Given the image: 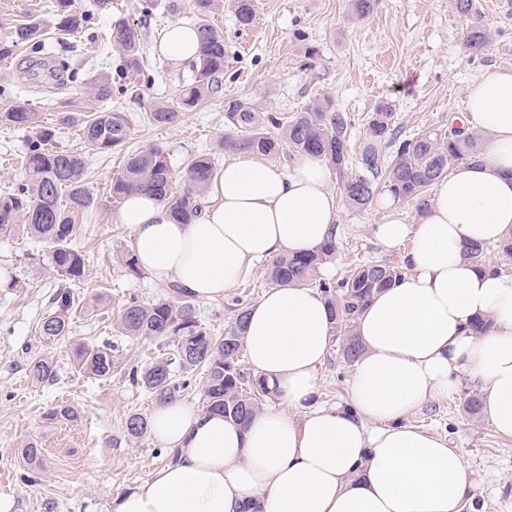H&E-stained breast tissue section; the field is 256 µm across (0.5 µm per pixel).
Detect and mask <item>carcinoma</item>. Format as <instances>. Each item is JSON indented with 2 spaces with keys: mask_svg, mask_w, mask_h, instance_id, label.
<instances>
[{
  "mask_svg": "<svg viewBox=\"0 0 512 512\" xmlns=\"http://www.w3.org/2000/svg\"><path fill=\"white\" fill-rule=\"evenodd\" d=\"M216 0H193L198 35L197 76L183 92L182 102L196 105L222 88L226 49L224 34L211 23ZM239 26L246 28L257 20V0H231ZM374 0H349L348 13L354 21L367 18ZM42 36L37 23L17 26L6 42H0V57L13 55L14 49ZM109 40L122 54L124 65L140 67L141 33L138 25L126 18L112 22ZM463 44L473 54L484 52L490 35L478 22L463 36ZM179 113L164 104L150 112L154 125L175 123ZM0 120L30 130L31 139L25 157L26 183L16 193L0 197V235H11L23 228L31 238L50 247V264L59 276L70 280L84 274L85 258L72 247L78 232L75 213L86 211L93 203L86 182L89 154L108 153L124 146L130 136V123L123 112H98L82 115L80 129L87 149L57 150L50 147L53 130L38 124V113L18 103ZM366 135L358 151L351 155L350 133L354 118L335 107L328 96L315 98L291 115L259 112L253 104L239 98L224 100V146L241 153L261 156L279 154L287 146L299 154L324 158L339 176L342 198L354 211L370 207L377 194L411 203L422 214L430 202V187L446 177L452 161H476L482 155L480 137L461 126L432 129L411 138L397 140L392 105L382 103L365 116ZM393 151L382 153V147ZM217 176L210 155H195L183 176L176 178L166 152L147 146L126 156L122 168L112 177V207L122 205L135 192L157 196L180 224H189L201 216L209 186ZM336 241L328 240L311 252L275 259L268 271L274 284L313 282L330 307L332 330L343 332L342 354L355 361L362 347L352 327L366 302L375 293L401 280L407 269L388 259L362 264L340 281L317 278L319 268L336 257ZM78 308L71 291L63 288L53 298V306L39 322V336L50 345L65 338L71 316ZM248 303L236 300L231 324L224 335L215 336L203 326L190 296L173 283L165 295L149 303L135 300L122 306L116 328L119 335L140 341L169 342L171 351L162 353L144 365H129L123 374L134 387L149 392L162 403L180 397L191 386L196 370L206 372L203 409L217 411L234 422L244 423L262 409L263 401L274 395L264 379L247 371L242 363L244 329ZM117 346L80 344L74 359L82 372L106 378L121 366ZM30 375L40 383L57 377L53 360L37 357L30 364ZM149 423L139 413H131L125 431L133 439L148 432Z\"/></svg>",
  "mask_w": 512,
  "mask_h": 512,
  "instance_id": "carcinoma-1",
  "label": "carcinoma"
}]
</instances>
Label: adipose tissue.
<instances>
[{
  "label": "adipose tissue",
  "mask_w": 512,
  "mask_h": 512,
  "mask_svg": "<svg viewBox=\"0 0 512 512\" xmlns=\"http://www.w3.org/2000/svg\"><path fill=\"white\" fill-rule=\"evenodd\" d=\"M466 124L487 140L480 160L437 182L416 223L393 218L374 229L383 246L414 244L401 258L408 275L357 318L363 352L347 406L314 404L332 326L322 294L273 288L249 310L244 352L276 405L243 424L181 400L157 405L151 433L178 458L114 497L112 512H463L476 492L472 471L458 449L406 417L466 377L496 432L512 437V277L465 257L472 243L495 246L512 233V68H487L471 83ZM115 219L132 228L141 270L203 301L222 297L252 262L340 232L329 167L313 155L285 171L225 161L189 224L144 193L128 196ZM480 319L492 325L478 333Z\"/></svg>",
  "instance_id": "adipose-tissue-1"
}]
</instances>
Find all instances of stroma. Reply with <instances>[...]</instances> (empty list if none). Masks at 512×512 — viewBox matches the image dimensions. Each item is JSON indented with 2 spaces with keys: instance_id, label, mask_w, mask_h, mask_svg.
<instances>
[{
  "instance_id": "35a3bbf8",
  "label": "stroma",
  "mask_w": 512,
  "mask_h": 512,
  "mask_svg": "<svg viewBox=\"0 0 512 512\" xmlns=\"http://www.w3.org/2000/svg\"><path fill=\"white\" fill-rule=\"evenodd\" d=\"M476 16L460 14L453 0H375L372 14L359 22L347 17L348 0H258L253 27H238L231 9L219 6L212 22L224 33L227 62L218 95L193 108L183 106L181 91L196 77L193 62L176 63L159 50L166 27L190 23L191 0H152L143 12L142 0H71L72 12L84 16L82 32L58 27L59 0H0V42L19 24L38 22L45 32L41 45H23L0 59V113L19 102L37 112L43 126L55 131L58 148L81 147L78 126L64 123L68 112H122L130 122L123 149L89 158L87 182L95 204L78 216L81 226L73 241L85 258V275L70 281L52 271L48 245L28 236H0V475L9 485L0 488V501L11 512H112V500L148 480L167 461L165 450L147 435L127 436L125 420L137 412L150 416L155 401L146 391L131 387L122 374L100 379L77 367L76 345L121 343L125 358L144 364L158 355L159 343L120 340L117 311L135 300L147 303L166 289L146 273L133 274L124 254L133 252L131 227L116 223L111 203L112 177L127 152L149 145L162 146L175 172H185L194 155L206 152L216 165L232 158L224 146V101L246 98L263 112L293 113L326 94L338 109L356 118L353 145H361L367 112L382 102L393 104L395 123L404 137L437 129L463 112L471 81L488 66L512 68V13L488 8L475 0ZM138 23L141 32V70L123 79L115 74L120 53L109 41L115 18ZM479 19L491 36L487 51L466 52L462 36L472 19ZM317 55L304 66L306 47ZM69 64L61 81H52L53 61ZM113 77L112 96L97 98L94 83L100 75ZM179 111L178 121L158 126L148 120L155 103ZM28 130L0 121V195L16 192L25 182L22 157ZM342 232L333 261L319 275L337 280L356 265L382 258L393 261L413 246L405 239L394 248L379 245L370 227L389 216L415 222L413 207L403 201L383 209L374 200L369 210L338 207ZM269 261L253 264L224 297L196 302L199 317L215 334L229 326L235 299L257 301L270 288ZM67 288L77 301L103 294L105 305L77 310L68 337L43 344L39 322L58 289ZM47 356L57 366L51 384L34 381L28 364ZM352 365L333 342L318 371L317 400L344 403ZM477 387L463 381L451 397L430 402L410 416V422L447 439L459 449L474 471L478 490L463 512H501L500 502L512 494V438L499 436L483 416H469L464 404ZM66 404L76 417L48 419L50 409ZM38 442L43 455L28 464V442Z\"/></svg>"
}]
</instances>
